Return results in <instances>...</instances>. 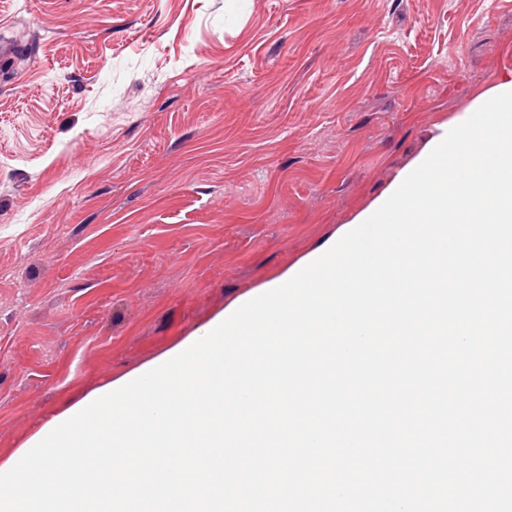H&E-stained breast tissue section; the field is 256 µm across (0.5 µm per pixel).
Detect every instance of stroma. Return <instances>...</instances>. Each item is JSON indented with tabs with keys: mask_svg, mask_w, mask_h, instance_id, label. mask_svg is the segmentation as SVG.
I'll list each match as a JSON object with an SVG mask.
<instances>
[{
	"mask_svg": "<svg viewBox=\"0 0 512 512\" xmlns=\"http://www.w3.org/2000/svg\"><path fill=\"white\" fill-rule=\"evenodd\" d=\"M0 462L335 237L512 77V0H0Z\"/></svg>",
	"mask_w": 512,
	"mask_h": 512,
	"instance_id": "obj_1",
	"label": "stroma"
}]
</instances>
